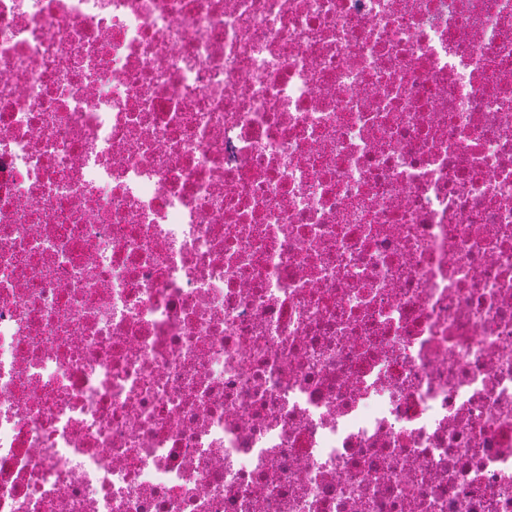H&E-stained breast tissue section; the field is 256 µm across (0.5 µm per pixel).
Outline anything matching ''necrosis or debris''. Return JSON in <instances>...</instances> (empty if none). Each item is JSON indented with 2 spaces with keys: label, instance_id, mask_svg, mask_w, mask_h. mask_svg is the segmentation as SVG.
Instances as JSON below:
<instances>
[{
  "label": "necrosis or debris",
  "instance_id": "necrosis-or-debris-1",
  "mask_svg": "<svg viewBox=\"0 0 512 512\" xmlns=\"http://www.w3.org/2000/svg\"><path fill=\"white\" fill-rule=\"evenodd\" d=\"M0 512H512V0H0Z\"/></svg>",
  "mask_w": 512,
  "mask_h": 512
}]
</instances>
